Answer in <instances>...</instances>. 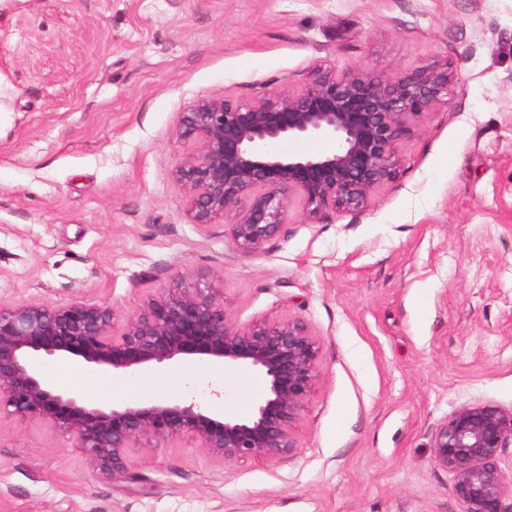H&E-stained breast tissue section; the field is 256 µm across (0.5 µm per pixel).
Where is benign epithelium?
<instances>
[{"label":"benign epithelium","instance_id":"benign-epithelium-1","mask_svg":"<svg viewBox=\"0 0 512 512\" xmlns=\"http://www.w3.org/2000/svg\"><path fill=\"white\" fill-rule=\"evenodd\" d=\"M448 72L419 68L400 75H338L317 67L300 89L254 103L204 96L184 113L178 139L187 149L173 177L195 224L233 215L224 236L257 254L277 234L291 198L317 223L330 209H359L392 179L398 145L433 111ZM316 138L335 143L323 154H277L267 144ZM320 343L296 318L238 325L204 278L183 281L147 300L116 328L103 305L0 304V414L68 435L89 463L112 477L142 441L183 436L224 461L273 459L298 449L294 431L318 377ZM77 357L103 372L134 376L182 358L221 362L262 374L266 389L251 415H219L196 402L84 403L44 378L38 365ZM512 445V409L488 402L457 407L432 433L434 465L451 476L461 512H512V475L501 466Z\"/></svg>","mask_w":512,"mask_h":512}]
</instances>
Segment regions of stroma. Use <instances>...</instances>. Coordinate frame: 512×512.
Returning a JSON list of instances; mask_svg holds the SVG:
<instances>
[{
	"label": "stroma",
	"mask_w": 512,
	"mask_h": 512,
	"mask_svg": "<svg viewBox=\"0 0 512 512\" xmlns=\"http://www.w3.org/2000/svg\"><path fill=\"white\" fill-rule=\"evenodd\" d=\"M447 69L448 93L366 208L301 218L261 253L195 224L172 178L183 112L248 104L314 67ZM0 303L109 306L176 276L232 318L303 320L321 346L298 450L225 462L188 437L99 473L68 435L0 418V512H461L431 459L460 405L512 409V0H13L0 11ZM89 404L186 400L240 418L256 372L192 358L133 379L54 359Z\"/></svg>",
	"instance_id": "1"
}]
</instances>
